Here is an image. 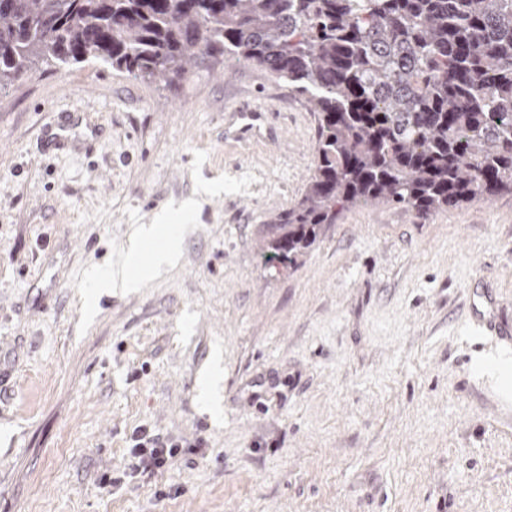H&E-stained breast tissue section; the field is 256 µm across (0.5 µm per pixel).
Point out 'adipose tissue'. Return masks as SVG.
<instances>
[{
	"label": "adipose tissue",
	"mask_w": 512,
	"mask_h": 512,
	"mask_svg": "<svg viewBox=\"0 0 512 512\" xmlns=\"http://www.w3.org/2000/svg\"><path fill=\"white\" fill-rule=\"evenodd\" d=\"M182 225L173 217H164L162 223L142 226L129 245L125 264L110 273L93 277L95 287L136 288L161 268L169 265L179 251Z\"/></svg>",
	"instance_id": "ef3b65f1"
}]
</instances>
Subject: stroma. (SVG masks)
Masks as SVG:
<instances>
[{
    "instance_id": "35a3bbf8",
    "label": "stroma",
    "mask_w": 512,
    "mask_h": 512,
    "mask_svg": "<svg viewBox=\"0 0 512 512\" xmlns=\"http://www.w3.org/2000/svg\"><path fill=\"white\" fill-rule=\"evenodd\" d=\"M266 130L225 137L242 109ZM74 118L62 147L45 127ZM305 97L211 59L101 61L0 92V512H512V194L341 213L297 268L258 252L315 161ZM183 217L176 261L87 313L93 271ZM224 370L213 415L200 382ZM179 450L125 473L138 428ZM119 478L118 486L103 477Z\"/></svg>"
}]
</instances>
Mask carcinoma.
Listing matches in <instances>:
<instances>
[{"label": "carcinoma", "mask_w": 512, "mask_h": 512, "mask_svg": "<svg viewBox=\"0 0 512 512\" xmlns=\"http://www.w3.org/2000/svg\"><path fill=\"white\" fill-rule=\"evenodd\" d=\"M227 55L318 120L303 194L263 225L269 263L296 268L342 210L512 192V0H0V90L39 63L172 84Z\"/></svg>", "instance_id": "obj_1"}]
</instances>
